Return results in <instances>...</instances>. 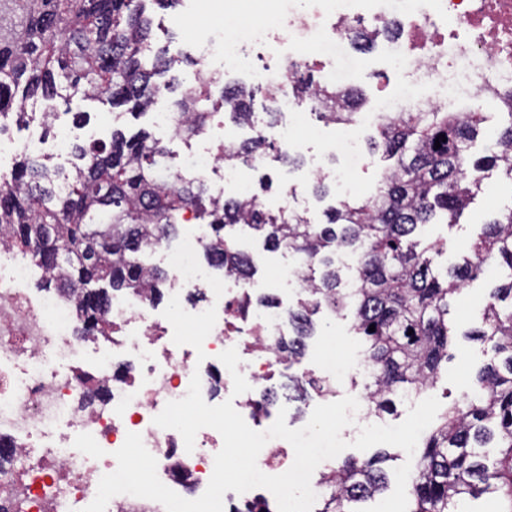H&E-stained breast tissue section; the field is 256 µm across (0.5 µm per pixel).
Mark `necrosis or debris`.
Returning a JSON list of instances; mask_svg holds the SVG:
<instances>
[{
	"mask_svg": "<svg viewBox=\"0 0 512 512\" xmlns=\"http://www.w3.org/2000/svg\"><path fill=\"white\" fill-rule=\"evenodd\" d=\"M392 16L399 32L389 63L404 80L380 96L377 111L361 113V122L441 105L463 114L483 101L512 107V0H318L317 8L289 14L275 30L229 31L224 69L256 56L252 84L280 92L279 120L263 133L286 144L293 116L287 90L295 76L313 64L323 81H334L337 52L357 26ZM218 169L224 175L214 197L230 189L247 193L240 166L209 150L191 153L175 175L206 180ZM181 220L193 233L177 248L156 242L152 251L167 263L170 294L198 292L204 305L176 314L149 293H116L106 312L112 333L104 338L79 335L76 300L33 287L37 265L0 234V512H83L101 477L116 470L114 453L130 432L141 435L166 486L199 498L221 435L201 429L189 452L176 430L153 423L168 402L186 396L195 375L208 404L232 401L250 428L264 430L261 387L281 362L276 342L288 324L275 309L238 316L240 300L260 298L262 288L203 269L208 227L189 212ZM231 347L250 385L238 396L218 359Z\"/></svg>",
	"mask_w": 512,
	"mask_h": 512,
	"instance_id": "necrosis-or-debris-1",
	"label": "necrosis or debris"
}]
</instances>
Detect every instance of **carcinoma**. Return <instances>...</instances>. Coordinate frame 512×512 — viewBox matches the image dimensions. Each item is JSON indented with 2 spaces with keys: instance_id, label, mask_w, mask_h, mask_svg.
<instances>
[{
  "instance_id": "obj_1",
  "label": "carcinoma",
  "mask_w": 512,
  "mask_h": 512,
  "mask_svg": "<svg viewBox=\"0 0 512 512\" xmlns=\"http://www.w3.org/2000/svg\"><path fill=\"white\" fill-rule=\"evenodd\" d=\"M41 2L37 12L18 16L11 41H0L1 132L10 121L46 124V102L57 97L81 94L139 116L157 94L171 90L161 78L178 60L155 45L152 25L154 10L175 0ZM220 82L201 78L176 101L186 115L183 140L208 132L199 104ZM291 91L312 100L328 123L343 107L335 90L309 78L296 79ZM251 101L252 91L226 84L218 106L230 107L233 121L249 122ZM483 122L480 112L441 110L384 119L371 150L391 167L380 174L372 197L339 200L325 212L324 224L296 211L273 213L253 191L219 201L200 180L173 179L160 140L117 129L108 142L75 147L68 171L50 164L49 156L18 154L11 170L0 173V227L11 226L19 250L49 272L39 287L79 294L82 331L99 336L111 335L112 324L93 302L92 286L151 288L163 297L167 272L145 266L140 255L153 241L177 234L184 211L211 227L208 265L245 280L253 278L255 263L229 238L237 227L247 228L267 249L302 257L304 297L288 309L291 332L280 342L285 360L300 363L321 309L350 311L354 333L365 343L369 410L379 417L434 387L456 336L489 344L492 356L471 392L448 401L416 449L408 512H463L466 499L484 494L503 499L505 512H512V206L462 243L461 262L443 274L430 257L441 252L440 243L417 239L419 227L440 219L458 225L490 172L512 183V111L503 113L487 154L475 157L471 148ZM441 134L446 141L437 149ZM269 147L260 136L227 158L248 164ZM49 234L57 247L45 260L37 243ZM345 251L359 253L351 279L336 265ZM492 264L503 268V283L486 295L478 324L459 333L449 319V299ZM288 389L301 401L312 392L337 395L310 375L290 377ZM391 459L386 450L362 461L343 459L323 474L326 493L316 512H357V504L383 494L390 478L381 464Z\"/></svg>"
}]
</instances>
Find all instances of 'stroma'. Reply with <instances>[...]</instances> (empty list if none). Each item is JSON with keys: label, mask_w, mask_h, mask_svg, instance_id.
I'll list each match as a JSON object with an SVG mask.
<instances>
[{"label": "stroma", "mask_w": 512, "mask_h": 512, "mask_svg": "<svg viewBox=\"0 0 512 512\" xmlns=\"http://www.w3.org/2000/svg\"><path fill=\"white\" fill-rule=\"evenodd\" d=\"M310 6L309 0H210L208 8L192 5L190 0L169 10L157 11L154 16V40L158 46L166 47L170 55L181 57L182 62L170 72L178 90H185L196 83V67L191 60L194 42L201 37L214 41L223 38V19L232 17L245 22L257 21L264 14L280 12H302ZM348 68L353 71L352 81L369 103H376L385 85L395 82L397 73L391 69L370 62L368 54L360 53L348 60ZM173 95H165L157 100L153 113L135 119L128 115H118L112 107L99 101L73 97L65 101L55 99L53 109L57 114V125L73 130L75 143L87 146L96 138H109L113 128L121 127L128 131L145 129L154 137L161 139L172 155H180L184 149L183 141L161 129L155 122L154 112H168L173 107ZM298 120L291 130L294 139L307 145L302 158L306 165H323L325 182L330 194L325 199H317L312 193L311 183H304L298 191L297 209L313 223L324 220L323 212L334 205L338 198L348 196L359 200L372 195L376 188L377 177L386 163L380 156L369 157L365 167L341 172L339 165L323 164L322 153L334 142L350 138L361 145H368L375 137L376 130L361 124L340 132L333 125L325 123L309 103L296 104ZM512 203V187L503 182L498 175L486 179L475 199L466 209L463 218L456 227L444 224L426 225L421 233L422 240L443 239L446 245L442 254L435 256L434 264L439 270H446L458 262V248L463 241L476 237L483 223L496 216L500 208ZM240 247L253 255L256 274L255 281L264 284L270 297L287 296L289 307H296L302 296L298 282H284L280 277L283 267H296L295 257L286 253L266 250L262 239L248 229L236 231ZM499 274L495 268H487L479 279L463 284L454 297L451 316L457 322L472 324L480 314L485 294L499 284ZM321 328L307 341L305 354L294 367L277 366L268 386L277 391L279 399L272 405V413H285L288 427L298 429L306 425L314 408L320 400L316 397L303 402L288 400V375L290 372L304 370L320 371L325 366L335 365L336 383L341 395L361 396L362 388L352 387L348 376L363 371L364 344L361 337L350 330V313L332 314L321 311L315 317ZM491 356L489 345L473 341H462L451 351L448 363L442 364L433 396L445 399L446 396H459L467 391L473 376Z\"/></svg>", "instance_id": "35a3bbf8"}]
</instances>
